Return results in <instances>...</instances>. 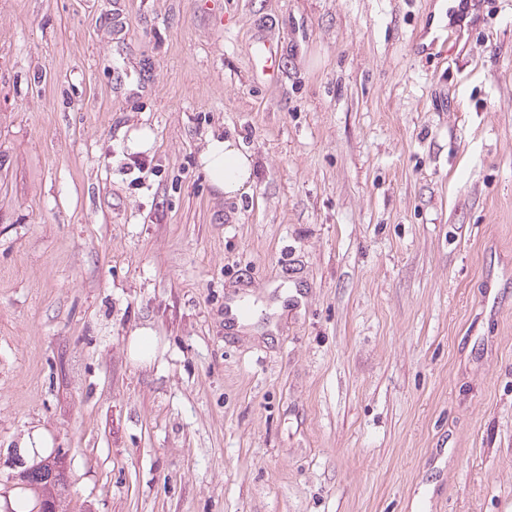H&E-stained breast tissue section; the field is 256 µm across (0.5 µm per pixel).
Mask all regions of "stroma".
Here are the masks:
<instances>
[{
  "label": "stroma",
  "instance_id": "obj_1",
  "mask_svg": "<svg viewBox=\"0 0 512 512\" xmlns=\"http://www.w3.org/2000/svg\"><path fill=\"white\" fill-rule=\"evenodd\" d=\"M35 441L63 512H512V0H0L1 482ZM200 161L209 183L228 197L245 192L253 179L251 159L236 147L233 139L210 135Z\"/></svg>",
  "mask_w": 512,
  "mask_h": 512
}]
</instances>
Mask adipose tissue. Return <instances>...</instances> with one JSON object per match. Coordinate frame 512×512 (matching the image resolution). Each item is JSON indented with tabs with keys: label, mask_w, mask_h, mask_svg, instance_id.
Returning <instances> with one entry per match:
<instances>
[{
	"label": "adipose tissue",
	"mask_w": 512,
	"mask_h": 512,
	"mask_svg": "<svg viewBox=\"0 0 512 512\" xmlns=\"http://www.w3.org/2000/svg\"><path fill=\"white\" fill-rule=\"evenodd\" d=\"M200 161L210 184L226 196L243 193L252 179L250 158L223 136H209Z\"/></svg>",
	"instance_id": "obj_1"
}]
</instances>
